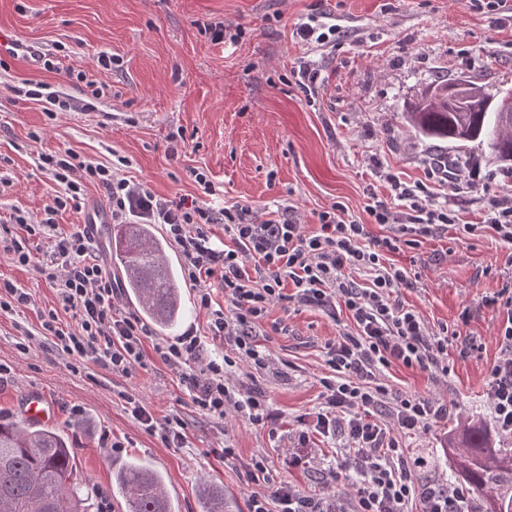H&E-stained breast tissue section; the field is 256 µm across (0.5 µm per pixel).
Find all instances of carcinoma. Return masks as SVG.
I'll list each match as a JSON object with an SVG mask.
<instances>
[{
  "mask_svg": "<svg viewBox=\"0 0 512 512\" xmlns=\"http://www.w3.org/2000/svg\"><path fill=\"white\" fill-rule=\"evenodd\" d=\"M500 92L482 91V99L459 104L448 97L419 100L405 119L419 135L469 143L491 154L512 156V124L502 125L499 113L485 100ZM112 251L123 267L124 288L145 319L171 329L184 312L179 267L166 255L165 244L148 224H116ZM448 449L467 477L472 494L492 500L512 488V451L493 448L486 428L468 416L458 417L448 436ZM75 446L69 437L26 420H0V512H88L86 480L75 470ZM113 490L126 512H174L161 476L139 463L121 467ZM204 512H233L224 491L206 485Z\"/></svg>",
  "mask_w": 512,
  "mask_h": 512,
  "instance_id": "cac0c4a2",
  "label": "carcinoma"
}]
</instances>
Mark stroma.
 I'll list each match as a JSON object with an SVG mask.
<instances>
[{"mask_svg": "<svg viewBox=\"0 0 512 512\" xmlns=\"http://www.w3.org/2000/svg\"><path fill=\"white\" fill-rule=\"evenodd\" d=\"M314 12L335 17V46L315 47L295 35ZM246 31L238 44L212 41L207 24ZM0 31L29 46L54 48L56 70L0 52V218L14 210L40 216L58 191L36 164L40 154L69 149L110 163L126 158L124 176L148 183L171 200L206 197L219 207L240 203L264 213L294 206L304 224L342 203L346 219L362 217L371 196L397 206L392 181L429 185L433 203L462 221L482 219L481 187L452 191L433 185L434 159L455 155L456 145L420 138L404 119L409 103L435 78L468 79L489 89L512 90V24L493 23L469 0H0ZM115 63L94 115L62 112L47 119L41 102L16 95L47 84L80 98L84 84L61 83V70L91 69L99 53ZM319 72L317 94L307 101L292 76L300 61ZM207 174L214 193L204 196L194 171ZM512 246L492 230L473 236L459 227L400 247L391 258L416 274L399 300L432 328H461L482 352L461 356L448 342V377L394 366L383 382L407 394L439 399L448 417L405 441L415 480H458L446 439L459 414L489 423L486 376L499 356L495 341L501 311L484 299L512 280ZM0 279L31 296L28 307L0 311V417L17 420L29 393L48 396L52 427L72 438L78 475L90 481V512H126L112 493V477L137 459L164 478L175 512H202L199 489L222 487L248 512L254 489L251 461L266 459L271 484L288 482L307 495L352 499L347 475L337 472L333 441L301 443L306 421L322 403L329 376L325 346L338 337L346 312L329 315L296 303L274 305L258 326L271 368L238 369L243 391L258 390L272 414L265 425L242 417L218 420L192 402L176 373L147 350L146 368L115 374L94 363L72 370L67 356L24 331L40 327L55 307L56 290L37 265L18 266L0 250ZM139 398L157 421L178 416L184 447L169 448L135 419L126 402ZM124 442L106 448L105 437ZM234 449L224 457L222 448ZM307 456V468H289V455Z\"/></svg>", "mask_w": 512, "mask_h": 512, "instance_id": "stroma-1", "label": "stroma"}]
</instances>
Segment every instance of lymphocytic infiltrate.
Masks as SVG:
<instances>
[{
  "instance_id": "f902f5d3",
  "label": "lymphocytic infiltrate",
  "mask_w": 512,
  "mask_h": 512,
  "mask_svg": "<svg viewBox=\"0 0 512 512\" xmlns=\"http://www.w3.org/2000/svg\"><path fill=\"white\" fill-rule=\"evenodd\" d=\"M108 54L97 57V79L87 81L90 100H74L54 90L47 95L27 90L31 99H44L47 117L56 111H92V98L106 83L103 74L112 69ZM39 166L52 173L60 190L44 208L42 218L32 220L22 212L12 214L20 234L11 224H1L5 249L16 263L29 265L32 242L50 243L45 266L56 290L59 306L41 317L39 334L78 364L93 362L116 374L128 375L145 365L146 340L151 333L139 317L123 310L121 290L104 270L87 231H63L55 222L59 211L82 210L88 186L103 189L105 207L116 224H160L180 248L184 276L196 291L199 309L208 315L207 334L185 331L176 340L155 342V354L188 383L191 399L200 411L221 418L227 411L248 417L256 425L271 418L267 400L259 393H240L230 378L240 366L268 367L271 358L256 338V327L270 307L283 301L335 313L344 306L348 314L336 342L328 344L331 370L322 378L324 402L316 414V434L341 439L359 476L352 507L328 496H308L289 483L266 491L269 482L264 459L252 461L256 486L248 498L249 512H406L419 499L421 512H471L470 496L462 485L446 481L420 484L413 480L403 460L402 440L447 418L448 407L429 397L394 392L380 380L393 366L417 367L432 374L449 371L447 327L431 328L411 307L396 296L410 286L407 269L390 263L399 238L418 244L450 224L460 222L456 211L428 203L423 184L395 183L404 208L392 210L376 200L365 208L367 221L346 220L341 204L319 213L316 230H308L293 206L260 217L241 204L213 209L199 199L172 201L155 194L146 183L121 177L114 167L86 161L73 151L43 154ZM461 223V222H460ZM383 224L388 234L375 236L370 225ZM222 226L229 243L217 247L214 226ZM362 270L365 287L345 277V270ZM218 278L224 305L216 307L209 278ZM507 317L496 342L500 356L487 376V397L492 426L497 434L512 437V296L506 300ZM70 313L64 323L60 312ZM223 338L231 346L228 355L212 356L205 336ZM389 419L377 420L379 409Z\"/></svg>"
}]
</instances>
